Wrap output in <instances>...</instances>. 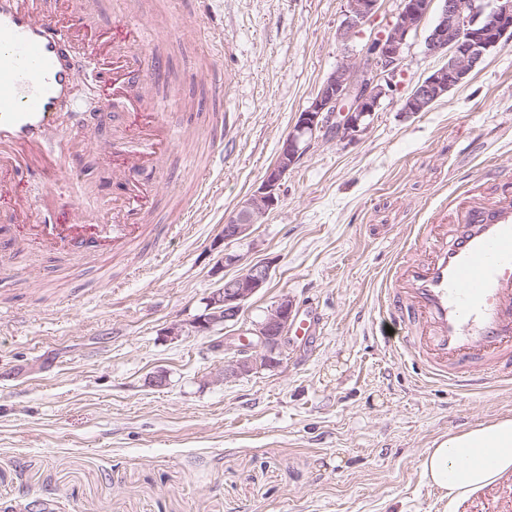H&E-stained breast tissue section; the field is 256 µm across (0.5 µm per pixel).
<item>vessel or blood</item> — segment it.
<instances>
[{
  "label": "vessel or blood",
  "instance_id": "1",
  "mask_svg": "<svg viewBox=\"0 0 512 512\" xmlns=\"http://www.w3.org/2000/svg\"><path fill=\"white\" fill-rule=\"evenodd\" d=\"M86 0H0V167L46 179L48 171L77 181L78 159L68 149L41 164L37 154L58 132L57 108L80 67L71 39L88 16ZM130 51L112 61V83L135 80L142 67ZM149 134L131 156L118 198L125 215L102 225L100 237H81L50 224L40 204H21L12 222L34 225L48 254L85 261L131 251L150 208L147 196L162 158L157 142H181L161 104L146 106ZM415 253L397 256L383 289L380 318L402 333L399 352L428 377L464 391L488 378L512 380V202L472 211L460 224H418Z\"/></svg>",
  "mask_w": 512,
  "mask_h": 512
}]
</instances>
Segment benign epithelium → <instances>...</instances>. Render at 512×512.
Wrapping results in <instances>:
<instances>
[{
	"instance_id": "obj_1",
	"label": "benign epithelium",
	"mask_w": 512,
	"mask_h": 512,
	"mask_svg": "<svg viewBox=\"0 0 512 512\" xmlns=\"http://www.w3.org/2000/svg\"><path fill=\"white\" fill-rule=\"evenodd\" d=\"M437 15L425 39L430 55H443L447 62L417 83L404 100L402 111L425 112L450 89L461 84L484 58L512 41V0H496L485 11L477 0H400L395 20L370 40L360 56L345 55L323 80L310 105L298 113L292 131L282 141L275 163L261 185L245 198L224 224V264L234 265L240 256L231 246L250 238L279 202L282 179L294 167L303 145L335 122L336 136L352 139L364 132L380 101L389 95L401 71L408 38L427 22L434 2ZM380 0H347L338 39L349 41L378 11ZM271 262H257L224 280V286L206 301L205 313L191 324L197 332H212L237 325L245 303L267 284ZM293 301L284 296L271 306L247 334L230 337L229 349L236 356L224 362L222 378L252 373L279 363L294 320Z\"/></svg>"
}]
</instances>
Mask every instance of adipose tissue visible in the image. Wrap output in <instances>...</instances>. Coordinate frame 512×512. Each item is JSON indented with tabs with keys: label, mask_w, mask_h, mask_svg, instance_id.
I'll use <instances>...</instances> for the list:
<instances>
[{
	"label": "adipose tissue",
	"mask_w": 512,
	"mask_h": 512,
	"mask_svg": "<svg viewBox=\"0 0 512 512\" xmlns=\"http://www.w3.org/2000/svg\"><path fill=\"white\" fill-rule=\"evenodd\" d=\"M512 473V418L505 417L435 441L423 460L428 484L440 488L448 512Z\"/></svg>",
	"instance_id": "1"
}]
</instances>
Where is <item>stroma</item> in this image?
Here are the masks:
<instances>
[{"label":"stroma","instance_id":"stroma-1","mask_svg":"<svg viewBox=\"0 0 512 512\" xmlns=\"http://www.w3.org/2000/svg\"><path fill=\"white\" fill-rule=\"evenodd\" d=\"M138 2L132 18L128 0H91L83 74L114 43L161 58L154 98L176 125L192 111L204 123L223 119L224 158L205 211L181 234L170 218L200 187L177 144L164 153L135 252L81 273L32 248L0 266V512H445L422 475L428 448L512 417V384L464 394L428 379L383 338L378 298L414 225L454 222L468 193L488 202L512 191V43L408 115L404 99L445 62L426 54L424 33L411 35L369 129L351 142L312 140L278 206L234 245L239 265L228 266L226 219L343 51L360 53L399 0H381L346 45L337 38L346 0ZM94 109L77 90L60 111L67 136L87 148L79 181L55 185L50 210L53 223L88 234L118 191L126 154L142 144L127 105L82 125ZM0 183L11 187L0 193V226L26 242L28 228L8 217L41 188L1 170ZM268 260L270 280L239 325L191 328L225 279ZM285 294L323 314L319 335L287 343L275 367L221 379L227 338ZM175 325L181 335H170ZM159 374L166 386L151 385Z\"/></svg>","mask_w":512,"mask_h":512}]
</instances>
